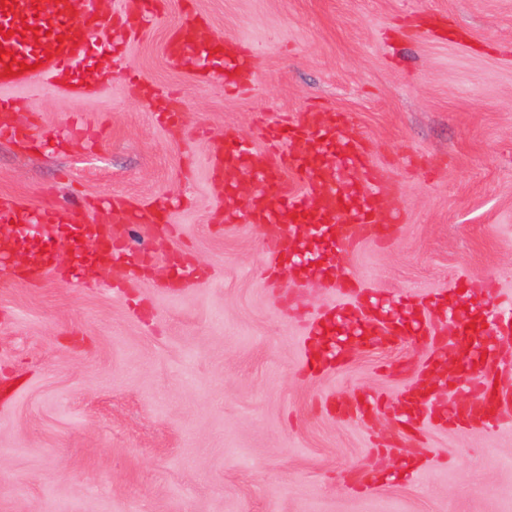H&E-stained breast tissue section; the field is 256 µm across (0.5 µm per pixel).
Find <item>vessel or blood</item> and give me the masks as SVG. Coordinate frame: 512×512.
Masks as SVG:
<instances>
[{"label": "vessel or blood", "instance_id": "1", "mask_svg": "<svg viewBox=\"0 0 512 512\" xmlns=\"http://www.w3.org/2000/svg\"><path fill=\"white\" fill-rule=\"evenodd\" d=\"M162 9V0H139L132 16L102 12L95 0H0V29L9 31L13 41L11 54L0 57V137L16 142L33 137L31 127L12 122L9 90L37 94L52 87L73 98L89 95L94 86L82 80L81 72L93 58L98 36L118 30L124 38L133 37ZM198 23V18H189L186 27L172 34L165 49L169 64L178 68L190 60L201 78L221 80L231 89L251 88L258 63L255 49L241 40L224 44L201 41L193 31ZM25 63L30 66L26 72L21 69ZM138 90L154 96L159 123L170 129L184 126V115L176 107L174 96L154 95L146 81L139 82ZM346 125L345 113L321 107L308 108L296 118L275 123L258 120L259 133L269 145L273 160L255 169L253 179L245 182L238 181L237 174L251 157L248 140L238 138L212 151L210 165L217 186L229 200L224 210L225 224L243 221L259 230L271 266L292 258L290 244L313 238H324L340 250L356 248L370 230L377 228L382 200H393L391 216L396 221L401 219L398 184L387 168L370 161L360 138L345 136ZM239 200L245 201V209L236 208ZM105 210L107 215L101 220L94 207L87 204L75 209H32L15 199L0 197V224H42L50 228L69 225L76 236L92 239L101 249L110 284L121 288L153 264L154 254L149 242L132 249L113 238L112 227H151L156 223L157 211L151 207L131 210L112 199ZM85 267V254L77 249L68 268L59 269L53 261L43 260L31 264L22 279L32 287L40 286L52 274L68 282ZM316 273L339 297L354 300V312H364V291L343 265L317 270L307 264L302 269L306 278ZM334 319V313L329 312L310 324L307 336L312 347L302 360L307 373H318L326 364L338 361L339 352L322 345L326 328ZM466 332L462 319L455 314L443 318L430 338L434 367L446 364L449 344ZM484 353L483 383L475 402L445 400L446 390L471 389V381L462 377L452 378L444 388L427 385L422 395L410 387L396 404L402 420L417 424L425 416L433 420L445 417L493 430L512 419V388L503 381L506 359L493 347L485 348Z\"/></svg>", "mask_w": 512, "mask_h": 512}]
</instances>
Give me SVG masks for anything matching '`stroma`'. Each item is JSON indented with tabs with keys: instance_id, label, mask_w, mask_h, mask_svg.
<instances>
[{
	"instance_id": "1",
	"label": "stroma",
	"mask_w": 512,
	"mask_h": 512,
	"mask_svg": "<svg viewBox=\"0 0 512 512\" xmlns=\"http://www.w3.org/2000/svg\"><path fill=\"white\" fill-rule=\"evenodd\" d=\"M202 37L245 39L256 82L238 94L171 68L179 0L101 56L94 96L17 92L32 144L0 139V196L31 206L97 197L165 206L151 238L208 279L174 288L154 264L122 288L100 279L0 287V512H512V422L398 426L429 342L352 349L315 375L304 324L336 307L309 281L263 271L257 233L224 223L212 140L254 138V116L312 102L345 113L372 162L400 183L390 243L343 261L392 306L441 293L472 302L493 277L486 326L512 320V0H194ZM425 16L458 30L423 40ZM174 92L189 122L173 136L130 80ZM77 134H70V126ZM384 409L352 417L367 398Z\"/></svg>"
}]
</instances>
